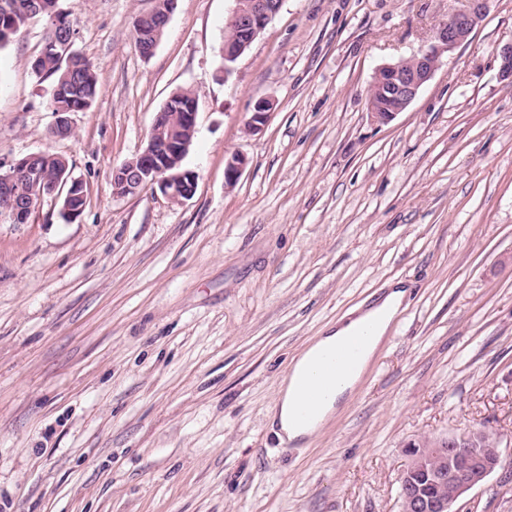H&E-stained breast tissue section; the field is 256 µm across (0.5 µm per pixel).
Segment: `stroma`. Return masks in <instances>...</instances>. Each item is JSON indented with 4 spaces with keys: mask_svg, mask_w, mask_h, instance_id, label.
Returning a JSON list of instances; mask_svg holds the SVG:
<instances>
[{
    "mask_svg": "<svg viewBox=\"0 0 512 512\" xmlns=\"http://www.w3.org/2000/svg\"><path fill=\"white\" fill-rule=\"evenodd\" d=\"M154 5L63 0L99 76L64 139L30 66L46 20L0 49V161L60 155L87 191L75 219L47 200L0 221V512H400L409 444L478 429L502 465L453 512H512V0H488L386 124L377 70L461 0H283L229 69L233 0H178L146 58L133 21ZM186 88L193 197L114 196L113 168ZM396 280L406 300L348 403L283 443L292 359Z\"/></svg>",
    "mask_w": 512,
    "mask_h": 512,
    "instance_id": "35a3bbf8",
    "label": "stroma"
}]
</instances>
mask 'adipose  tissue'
<instances>
[{
	"instance_id": "adipose-tissue-1",
	"label": "adipose tissue",
	"mask_w": 512,
	"mask_h": 512,
	"mask_svg": "<svg viewBox=\"0 0 512 512\" xmlns=\"http://www.w3.org/2000/svg\"><path fill=\"white\" fill-rule=\"evenodd\" d=\"M406 295L407 290L402 284L392 285L375 304L364 309L353 308L298 354L281 380L279 403L271 415L281 435L292 442L306 440L348 402L386 336L391 322L399 313ZM366 323L372 324L373 330L361 347L355 370L340 382L333 396L316 408L309 422H301L295 414L296 406L305 394L300 383L301 375L309 371L322 352L342 345Z\"/></svg>"
}]
</instances>
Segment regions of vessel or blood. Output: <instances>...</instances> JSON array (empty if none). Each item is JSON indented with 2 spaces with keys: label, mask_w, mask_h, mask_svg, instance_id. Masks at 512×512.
Listing matches in <instances>:
<instances>
[{
  "label": "vessel or blood",
  "mask_w": 512,
  "mask_h": 512,
  "mask_svg": "<svg viewBox=\"0 0 512 512\" xmlns=\"http://www.w3.org/2000/svg\"><path fill=\"white\" fill-rule=\"evenodd\" d=\"M358 355V346L352 344L320 356L311 371L302 379L306 396L296 410L302 421L310 420L314 410L335 390L337 381L354 367Z\"/></svg>",
  "instance_id": "obj_1"
}]
</instances>
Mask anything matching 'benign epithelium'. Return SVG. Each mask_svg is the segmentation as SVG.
Instances as JSON below:
<instances>
[{
	"mask_svg": "<svg viewBox=\"0 0 512 512\" xmlns=\"http://www.w3.org/2000/svg\"><path fill=\"white\" fill-rule=\"evenodd\" d=\"M235 6L226 26L237 32L232 43L224 44V72L264 31L279 12L283 0H234ZM466 6L441 21L433 41L416 54L378 69L370 91L384 102L382 109H370L373 121L385 124L408 108L421 88L434 76L444 55L466 41L485 13L486 0H464ZM273 103L260 100L254 105L248 129L254 132L267 121ZM197 113L159 112L149 134L146 148L133 159L112 170V194L127 196L143 188L159 189L168 201L181 203L196 190L197 174L181 167L196 133ZM247 159L232 155L226 163L224 179L234 186L241 177ZM20 175L34 182L41 175L24 159L8 164L0 162V189L12 188ZM66 193L72 203L70 216H78L86 198L84 185L78 179L58 178L48 193L52 199ZM32 205L27 199L12 194L9 206L0 211V219L13 224L28 223ZM412 460L403 476L409 478L407 490L401 493L402 512H453V504L469 489L482 483L501 465L497 441L485 431L467 435H450L433 443L413 446Z\"/></svg>",
	"mask_w": 512,
	"mask_h": 512,
	"instance_id": "1",
	"label": "benign epithelium"
}]
</instances>
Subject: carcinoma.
<instances>
[{
	"label": "carcinoma",
	"instance_id": "carcinoma-1",
	"mask_svg": "<svg viewBox=\"0 0 512 512\" xmlns=\"http://www.w3.org/2000/svg\"><path fill=\"white\" fill-rule=\"evenodd\" d=\"M39 9L40 12L34 15L30 11L29 0H0V49L6 47L30 20L38 16L49 20L45 41L53 40L56 36L53 19L64 14V10L60 8V0H39ZM166 9V0H156L155 14L136 19L135 43H140V34L144 30L155 32L157 38L163 36L165 28L161 27V23ZM74 57L77 58V62L71 67L61 55L42 51L31 63L32 70L52 79L53 93L49 106L52 112H59L63 116L89 107L97 92L98 77L92 64L77 52L74 53ZM195 105V93L189 89H182L171 97V102L165 104L161 111L191 112ZM30 163L50 181L54 180L58 171L64 167L62 157L50 153H34L30 155Z\"/></svg>",
	"mask_w": 512,
	"mask_h": 512
}]
</instances>
